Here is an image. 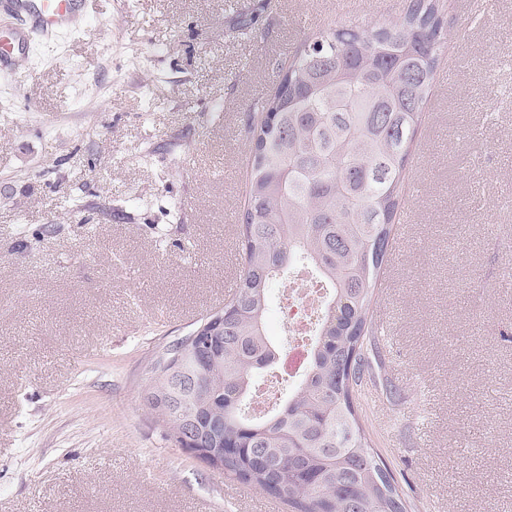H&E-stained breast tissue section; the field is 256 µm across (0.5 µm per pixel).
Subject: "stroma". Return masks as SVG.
Listing matches in <instances>:
<instances>
[{
  "mask_svg": "<svg viewBox=\"0 0 512 512\" xmlns=\"http://www.w3.org/2000/svg\"><path fill=\"white\" fill-rule=\"evenodd\" d=\"M444 3L452 79L423 109L373 308L398 395L359 412L411 512H512V0L479 21ZM410 4L96 0L0 71V512H292L166 438L149 363L229 298L245 127L279 68Z\"/></svg>",
  "mask_w": 512,
  "mask_h": 512,
  "instance_id": "35a3bbf8",
  "label": "stroma"
}]
</instances>
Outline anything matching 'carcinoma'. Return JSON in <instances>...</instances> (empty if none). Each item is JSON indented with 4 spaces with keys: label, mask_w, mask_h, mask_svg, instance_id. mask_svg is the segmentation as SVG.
<instances>
[{
    "label": "carcinoma",
    "mask_w": 512,
    "mask_h": 512,
    "mask_svg": "<svg viewBox=\"0 0 512 512\" xmlns=\"http://www.w3.org/2000/svg\"><path fill=\"white\" fill-rule=\"evenodd\" d=\"M448 36L439 0L361 27H331L295 51L275 93L250 119L248 199L238 225L241 270L215 317L214 347L193 333L165 347L145 401L182 448L181 410L224 416L223 474L269 493L293 512H408L371 445L357 398L380 383L375 290L406 188L410 144ZM297 268L325 290L305 371L288 399L253 416L249 396L279 368L266 321L274 286Z\"/></svg>",
    "instance_id": "carcinoma-1"
}]
</instances>
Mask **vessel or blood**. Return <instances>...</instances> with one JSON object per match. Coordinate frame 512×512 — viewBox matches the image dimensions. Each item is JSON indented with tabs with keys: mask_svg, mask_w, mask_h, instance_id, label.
I'll use <instances>...</instances> for the list:
<instances>
[{
	"mask_svg": "<svg viewBox=\"0 0 512 512\" xmlns=\"http://www.w3.org/2000/svg\"><path fill=\"white\" fill-rule=\"evenodd\" d=\"M92 9L91 0H0V13L15 16L16 25L0 35V69H11L32 36L50 39L77 28Z\"/></svg>",
	"mask_w": 512,
	"mask_h": 512,
	"instance_id": "obj_1",
	"label": "vessel or blood"
}]
</instances>
